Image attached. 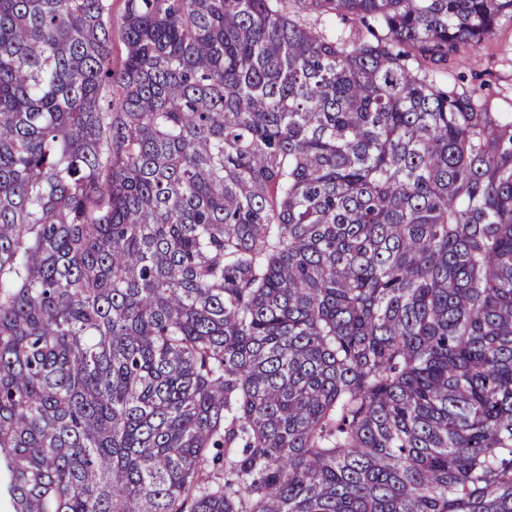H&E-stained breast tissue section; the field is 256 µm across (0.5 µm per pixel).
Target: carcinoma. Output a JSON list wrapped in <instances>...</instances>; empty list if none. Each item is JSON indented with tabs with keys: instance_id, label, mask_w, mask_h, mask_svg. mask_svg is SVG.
Here are the masks:
<instances>
[{
	"instance_id": "1",
	"label": "carcinoma",
	"mask_w": 512,
	"mask_h": 512,
	"mask_svg": "<svg viewBox=\"0 0 512 512\" xmlns=\"http://www.w3.org/2000/svg\"><path fill=\"white\" fill-rule=\"evenodd\" d=\"M505 16L0 0L10 512H512ZM318 25L321 28H325L330 33L346 34L353 32H360L364 35H368V30L364 24L359 21H343L340 17H322L321 21H318ZM463 56L466 66L460 71L465 80H458L459 70L449 65L434 69L433 79L463 88L481 85L498 112H512V18L502 17L494 33L480 46L465 50Z\"/></svg>"
}]
</instances>
